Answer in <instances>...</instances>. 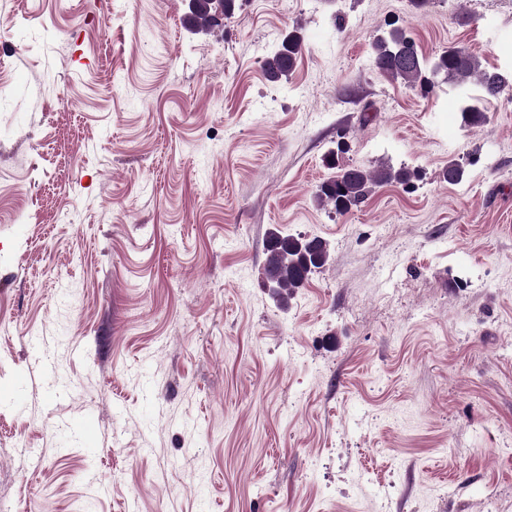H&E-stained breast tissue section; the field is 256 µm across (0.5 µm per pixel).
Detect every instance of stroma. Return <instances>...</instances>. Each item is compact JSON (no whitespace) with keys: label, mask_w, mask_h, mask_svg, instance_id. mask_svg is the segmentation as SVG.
I'll return each instance as SVG.
<instances>
[{"label":"stroma","mask_w":512,"mask_h":512,"mask_svg":"<svg viewBox=\"0 0 512 512\" xmlns=\"http://www.w3.org/2000/svg\"><path fill=\"white\" fill-rule=\"evenodd\" d=\"M108 2L0 0V512H512V99L372 63L512 74V0ZM331 155L414 187L336 214ZM272 231L331 249L284 305ZM236 0H190L187 21L194 28L208 31L222 25L235 9ZM387 35L374 44L373 65L382 75L393 81H403L428 93L438 78L446 81L463 82L474 77L481 85L486 97L497 98L509 84L498 71L481 67L476 56L462 47H448L431 64L424 59L412 35L404 28L388 23ZM302 52V42L296 32H288L282 47L264 62V72L268 79L277 81L287 78L295 69Z\"/></svg>","instance_id":"35a3bbf8"}]
</instances>
